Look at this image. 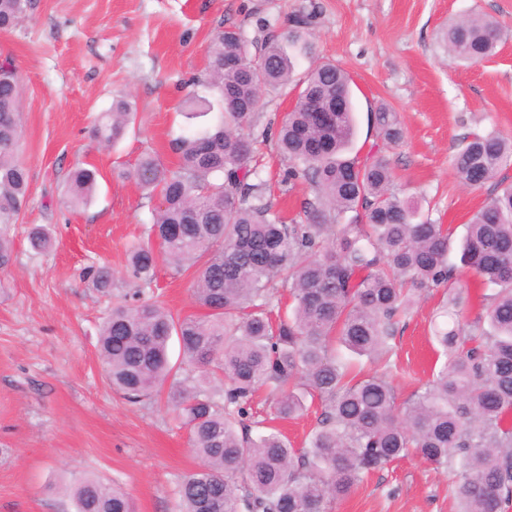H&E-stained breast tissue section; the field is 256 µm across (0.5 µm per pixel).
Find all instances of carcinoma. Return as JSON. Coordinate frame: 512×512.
<instances>
[{
    "label": "carcinoma",
    "mask_w": 512,
    "mask_h": 512,
    "mask_svg": "<svg viewBox=\"0 0 512 512\" xmlns=\"http://www.w3.org/2000/svg\"><path fill=\"white\" fill-rule=\"evenodd\" d=\"M30 0H0V32L12 31ZM310 20L296 16L283 33L261 43L236 28L221 29L208 48V66L193 85L216 88L218 123L169 143L178 157L164 167L143 156L136 178L160 205L144 237L128 249L136 304L121 302L99 332L112 385L133 401L166 394L168 408L189 431L202 461L179 489L180 512H330L371 473L417 456L451 476L457 512L512 508V182L500 181L466 225L460 264L449 261L452 233L418 219V207L392 191L394 171L380 148L362 159L349 153L354 134L348 75L329 62L294 80V55H308ZM503 32L478 14L452 21L448 54L471 65L496 54ZM229 56L264 61L262 87L246 69L226 68ZM0 268L11 256L9 226L26 203L27 168L17 159L21 87L0 63ZM298 92L276 131L288 161L283 182L303 181L311 196L299 218L272 212L268 183L252 165L251 127L260 89ZM327 106L343 101L328 124L302 99ZM214 104L197 92L184 116H206ZM134 112L125 99L95 122L92 135L116 142ZM385 145L403 138L398 113H373ZM512 164V137L473 132L453 159L459 181L483 187ZM99 171L70 173L68 203H88ZM182 275L194 270L195 301L206 313L175 316L149 296L159 262ZM480 285L483 311L466 316L469 296L461 270ZM94 287H112V272L90 266ZM292 307L281 311L277 287ZM443 290L446 321L434 328L444 357L439 370L400 403L389 376L401 320L421 297ZM177 338L182 360L170 364ZM268 391L276 418L321 412L305 446L294 449L254 411ZM74 512H132L120 488L85 477L69 489Z\"/></svg>",
    "instance_id": "cac0c4a2"
}]
</instances>
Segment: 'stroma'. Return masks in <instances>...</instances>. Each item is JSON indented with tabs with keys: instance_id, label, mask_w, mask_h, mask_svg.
Segmentation results:
<instances>
[{
	"instance_id": "stroma-1",
	"label": "stroma",
	"mask_w": 512,
	"mask_h": 512,
	"mask_svg": "<svg viewBox=\"0 0 512 512\" xmlns=\"http://www.w3.org/2000/svg\"><path fill=\"white\" fill-rule=\"evenodd\" d=\"M309 15L312 53L343 69L355 92L353 148L380 138L371 117L390 104L404 129L388 146L394 189L461 239L493 187L459 182L452 162L473 130L512 137V0H31L26 17L0 33V61L21 84L19 157L29 192L10 230L12 259L0 268V512H72L67 486L96 477L125 489L135 512H178L179 486L200 467L186 428L165 402L130 401L109 384L98 350L113 303L135 289L127 250L159 200L134 177L144 154L174 165L170 140L186 131L179 106L208 64L217 28L246 39ZM478 13L498 22L495 56L463 66L441 41L450 19ZM126 97L135 119L114 145L90 136L95 119ZM95 166L92 202L69 207L68 175ZM52 229L54 245L31 249L29 230ZM115 274L109 291L82 277L89 265ZM155 298L173 314L200 313L191 273L159 265ZM438 297L419 301L397 339L400 399L434 367ZM333 512H455L448 477L419 457L367 478Z\"/></svg>"
}]
</instances>
